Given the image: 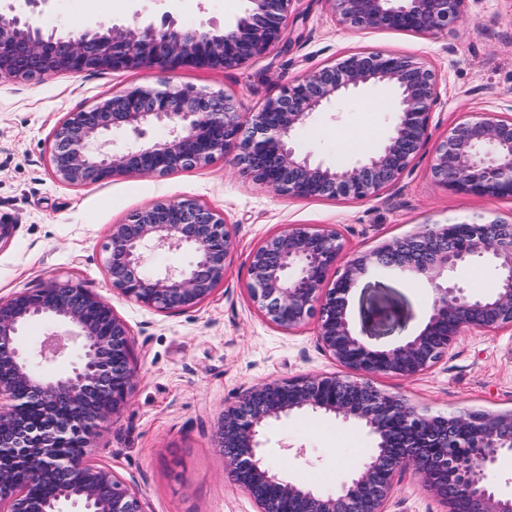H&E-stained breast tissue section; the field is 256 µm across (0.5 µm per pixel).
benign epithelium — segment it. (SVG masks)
Returning a JSON list of instances; mask_svg holds the SVG:
<instances>
[{
    "label": "benign epithelium",
    "instance_id": "obj_1",
    "mask_svg": "<svg viewBox=\"0 0 512 512\" xmlns=\"http://www.w3.org/2000/svg\"><path fill=\"white\" fill-rule=\"evenodd\" d=\"M47 0H14L0 7V80L45 79L90 70L158 67L238 69L289 38L295 0H248L245 16L219 28L130 24L45 30L34 20ZM347 29L395 30L437 37L464 19L465 0H327ZM385 85L398 112L380 149L336 169L300 155L294 146L313 114L345 95ZM438 74L406 54L355 52L288 82L277 97L243 111L222 90L193 86L130 87L70 112L53 133L50 165L69 185L98 184L126 174L167 176L203 167L235 151L253 180L289 198L363 201L396 185L430 138ZM161 128L164 140H148ZM130 142L114 149L111 133ZM434 181L458 193L512 201V114L464 113L448 125L430 162ZM114 290L165 312L193 309L224 282L235 248V225L195 200L158 202L109 227L103 245ZM186 251L182 266L152 271L145 255ZM487 260L500 287L472 296L455 279L458 268ZM395 270L421 282L433 302L417 333L377 348L356 333L349 295L364 275ZM248 294L262 315L293 331L314 323L322 349L342 368L269 378L246 388L217 423L219 449L237 485L257 512H388L395 477L411 471L445 512H512V493L499 487L500 461L512 455V410L448 413L379 388L388 375L413 379L430 371L466 333L512 330V219L495 214L426 224L346 255L341 234L289 224L249 256ZM41 318L49 329L33 345L21 331ZM131 330L105 297L72 281H47L0 297V512H143L136 489L91 460L103 423L128 402L137 365ZM42 410L30 421V407ZM323 413L359 424L370 455L349 481L320 492L279 476L263 456L262 430L298 412ZM73 440L84 452L64 456ZM469 448L465 462L455 449ZM51 481L56 496L26 497L16 480Z\"/></svg>",
    "mask_w": 512,
    "mask_h": 512
}]
</instances>
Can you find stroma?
<instances>
[{
  "label": "stroma",
  "instance_id": "1",
  "mask_svg": "<svg viewBox=\"0 0 512 512\" xmlns=\"http://www.w3.org/2000/svg\"><path fill=\"white\" fill-rule=\"evenodd\" d=\"M246 0H47L38 17L68 30L125 24L133 17L224 27ZM289 40L235 70L88 71L43 80L0 81V224L13 227L0 246V297L48 279H72L109 298L132 331L138 377L126 406L96 442L93 460L138 489L145 512H256L235 484L217 447V421L248 386L267 378L332 373L313 325L286 332L266 322L248 297V259L256 245L289 224L337 228L347 253L412 232L426 222L462 221L489 212L512 216V202L455 193L430 176L425 146L400 181L364 202L289 199L253 182L232 157L165 177L130 174L104 183L57 181L49 155L52 132L67 115L113 91L162 82L224 90L248 110L282 85L355 50L400 52L429 62L441 82L432 135L464 112L512 113V0H467V21L439 38L401 31L353 33L338 25L326 0H295ZM398 100L377 88L343 98L299 132V153L343 168L376 152ZM193 199L236 227L223 283L196 308L163 313L113 293L103 252L110 225L158 201ZM427 304L421 288L391 271L363 277L349 296L357 330L385 348L414 335ZM379 388L436 412L512 409V330L461 336L427 374L377 377ZM272 467L317 489L345 481L369 447L365 432L321 413L303 412L263 431ZM303 457H296V450ZM389 512H444L411 472L395 479Z\"/></svg>",
  "mask_w": 512,
  "mask_h": 512
}]
</instances>
